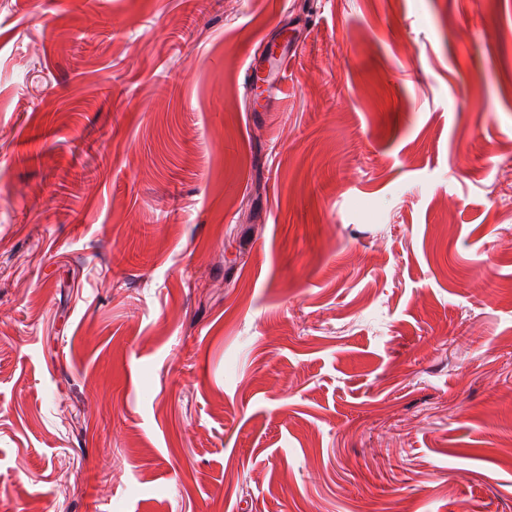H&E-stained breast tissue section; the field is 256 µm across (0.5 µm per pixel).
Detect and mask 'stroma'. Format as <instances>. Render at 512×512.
Listing matches in <instances>:
<instances>
[{
	"instance_id": "obj_1",
	"label": "stroma",
	"mask_w": 512,
	"mask_h": 512,
	"mask_svg": "<svg viewBox=\"0 0 512 512\" xmlns=\"http://www.w3.org/2000/svg\"><path fill=\"white\" fill-rule=\"evenodd\" d=\"M0 512H512V0H0Z\"/></svg>"
}]
</instances>
